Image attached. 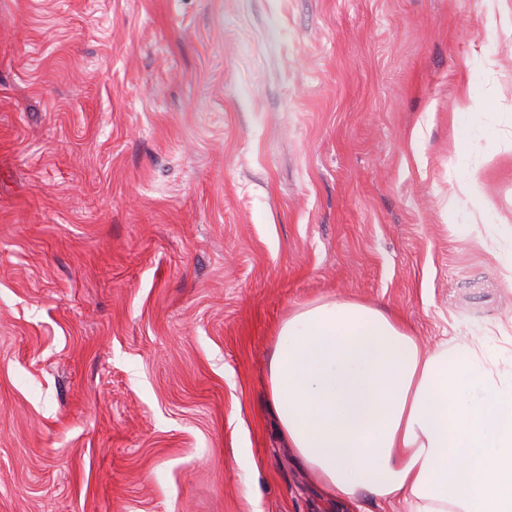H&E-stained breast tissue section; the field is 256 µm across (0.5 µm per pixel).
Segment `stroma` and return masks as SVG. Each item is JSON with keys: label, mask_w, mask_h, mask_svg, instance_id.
Returning a JSON list of instances; mask_svg holds the SVG:
<instances>
[{"label": "stroma", "mask_w": 512, "mask_h": 512, "mask_svg": "<svg viewBox=\"0 0 512 512\" xmlns=\"http://www.w3.org/2000/svg\"><path fill=\"white\" fill-rule=\"evenodd\" d=\"M485 206L512 0H0V512H405L321 500L272 334L333 298L512 348Z\"/></svg>", "instance_id": "stroma-1"}]
</instances>
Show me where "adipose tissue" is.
Listing matches in <instances>:
<instances>
[{
    "mask_svg": "<svg viewBox=\"0 0 512 512\" xmlns=\"http://www.w3.org/2000/svg\"><path fill=\"white\" fill-rule=\"evenodd\" d=\"M477 235L512 283V225ZM268 405L329 501L512 512V362L458 336L426 353L380 307L323 300L277 328Z\"/></svg>",
    "mask_w": 512,
    "mask_h": 512,
    "instance_id": "obj_1",
    "label": "adipose tissue"
}]
</instances>
